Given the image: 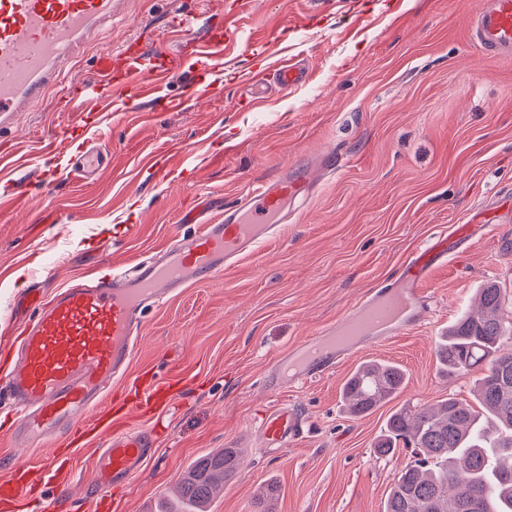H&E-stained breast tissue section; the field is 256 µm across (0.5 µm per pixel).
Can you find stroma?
<instances>
[{
    "instance_id": "stroma-1",
    "label": "stroma",
    "mask_w": 512,
    "mask_h": 512,
    "mask_svg": "<svg viewBox=\"0 0 512 512\" xmlns=\"http://www.w3.org/2000/svg\"><path fill=\"white\" fill-rule=\"evenodd\" d=\"M482 0H254L237 20V44L209 75L186 58L173 77L150 76L159 98L116 112L100 138L110 168L93 180L65 171L68 132L58 93L0 131V348L31 314L24 297L37 269L52 291L105 262L130 268L181 231L183 210L221 204L296 168L322 150L345 165L314 172L319 188L275 239L214 280L148 312L133 373L157 371L181 392L166 431L113 502L112 512H178L190 464L227 448L242 453L234 479L209 512H252L257 491L279 485L275 512H385L409 456L379 458L373 443L392 411L470 399L481 369L448 378L435 342L474 307L485 283L500 285L512 313V60L480 55L469 39ZM236 0H130L102 44L139 41L148 52L178 48L173 13H212ZM299 53L305 86L271 89L254 107L238 79L264 64L257 34ZM187 99L167 112L164 98ZM457 224H485L458 262L422 287L426 320L312 379L273 391L270 364L306 336L335 325L367 290L394 280L416 249ZM366 360L400 365L399 395L353 417L342 385ZM293 409L302 430L285 449L265 447L262 414ZM94 453L75 454L66 486L45 494L63 512H85L94 493Z\"/></svg>"
}]
</instances>
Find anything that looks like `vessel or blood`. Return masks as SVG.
I'll list each match as a JSON object with an SVG mask.
<instances>
[{
  "label": "vessel or blood",
  "instance_id": "1",
  "mask_svg": "<svg viewBox=\"0 0 512 512\" xmlns=\"http://www.w3.org/2000/svg\"><path fill=\"white\" fill-rule=\"evenodd\" d=\"M127 0H0V125L31 110L50 92L61 89L74 60L96 44ZM235 26L224 22L193 55L200 69L212 71L214 55L233 42ZM471 38L483 54L512 58V0H485L474 17ZM100 77L71 92L74 122L104 114L111 105L127 104L148 93L141 76L146 55L135 46L103 49ZM305 77L295 55L273 49L267 70L244 74L255 97L266 93L267 80L292 91ZM75 172L105 167L103 152L91 140L70 152ZM308 177L289 180L287 173L258 185L217 218L205 208L183 211L181 223L191 233L175 234L167 246L142 257L128 270L69 278L50 299L32 292L33 318L24 325L0 363V394L11 404L10 437L19 445L52 438L56 444L39 467L18 458L0 459L7 479L0 499L18 501L70 475L78 448L99 446L95 496L98 512H107L113 493L125 487L150 456L156 429L145 424L125 428L116 415L146 407L163 408L176 388L156 376H132L134 351L147 312L173 298L180 289L234 268L259 244L281 232L308 197ZM483 224H459L447 236L417 249L403 263L389 291L372 290L336 327L306 337L293 350L294 360L272 364L270 387L334 368L374 343L392 336L420 298V286L440 264L455 259L460 245L486 232ZM301 429L297 414L281 406L267 411L261 436L269 448H284Z\"/></svg>",
  "mask_w": 512,
  "mask_h": 512
}]
</instances>
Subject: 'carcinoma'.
I'll use <instances>...</instances> for the list:
<instances>
[{
  "label": "carcinoma",
  "instance_id": "obj_1",
  "mask_svg": "<svg viewBox=\"0 0 512 512\" xmlns=\"http://www.w3.org/2000/svg\"><path fill=\"white\" fill-rule=\"evenodd\" d=\"M440 372L466 375L484 368L477 382L479 408L454 397L393 412L375 443L382 457L402 446L415 460L402 468L385 512H512V320L504 313L502 289H478L477 309L460 316L438 337ZM406 374L377 361L360 364L342 389L346 412L362 416L400 393ZM238 451L227 448L196 462L182 478L184 502L192 512L206 505L235 473ZM278 487L255 498L253 512H273Z\"/></svg>",
  "mask_w": 512,
  "mask_h": 512
}]
</instances>
